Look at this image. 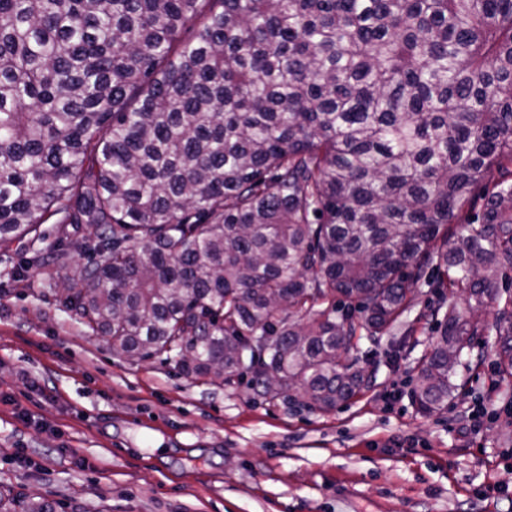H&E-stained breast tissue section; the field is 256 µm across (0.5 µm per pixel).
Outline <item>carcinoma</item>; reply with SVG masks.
Returning <instances> with one entry per match:
<instances>
[{"instance_id":"1","label":"carcinoma","mask_w":512,"mask_h":512,"mask_svg":"<svg viewBox=\"0 0 512 512\" xmlns=\"http://www.w3.org/2000/svg\"><path fill=\"white\" fill-rule=\"evenodd\" d=\"M52 219L119 354L331 411L433 266L417 410L478 336L512 377V0H0V246Z\"/></svg>"}]
</instances>
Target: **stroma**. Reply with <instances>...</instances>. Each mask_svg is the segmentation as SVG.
Returning a JSON list of instances; mask_svg holds the SVG:
<instances>
[{
    "label": "stroma",
    "instance_id": "35a3bbf8",
    "mask_svg": "<svg viewBox=\"0 0 512 512\" xmlns=\"http://www.w3.org/2000/svg\"><path fill=\"white\" fill-rule=\"evenodd\" d=\"M39 248L44 266L23 277L29 243L0 248V492L56 512H512V378L494 337L463 354L447 408L412 402L436 313L468 311L433 273L391 332L358 341L370 388L320 412L245 377L214 386L116 355L61 301L56 233ZM472 410L476 433L460 425Z\"/></svg>",
    "mask_w": 512,
    "mask_h": 512
}]
</instances>
